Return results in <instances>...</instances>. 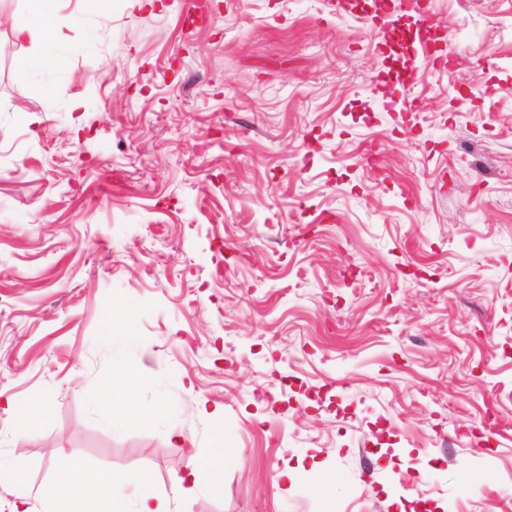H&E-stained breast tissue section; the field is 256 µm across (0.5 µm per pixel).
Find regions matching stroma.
I'll use <instances>...</instances> for the list:
<instances>
[{"instance_id":"obj_1","label":"stroma","mask_w":512,"mask_h":512,"mask_svg":"<svg viewBox=\"0 0 512 512\" xmlns=\"http://www.w3.org/2000/svg\"><path fill=\"white\" fill-rule=\"evenodd\" d=\"M29 6L0 0V512H111L71 461L172 512H512V0H52L40 51ZM52 0H31L33 9L22 15L14 25L15 39L21 44L32 45L46 42H62L69 37L62 26L55 23L53 14L43 5ZM209 470L205 463L195 466L188 477H180L174 482V490L179 495H189L208 477Z\"/></svg>"}]
</instances>
